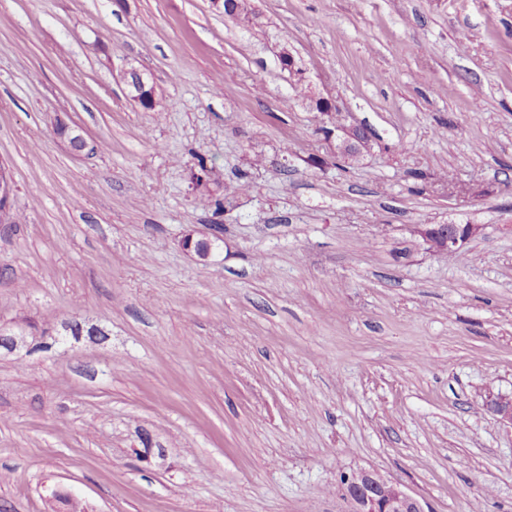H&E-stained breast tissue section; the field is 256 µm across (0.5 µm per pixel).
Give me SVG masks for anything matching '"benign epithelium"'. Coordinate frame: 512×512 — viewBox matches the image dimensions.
<instances>
[{
  "label": "benign epithelium",
  "mask_w": 512,
  "mask_h": 512,
  "mask_svg": "<svg viewBox=\"0 0 512 512\" xmlns=\"http://www.w3.org/2000/svg\"><path fill=\"white\" fill-rule=\"evenodd\" d=\"M123 79L130 100L144 110H153L160 105L151 74L131 67L124 70ZM367 142L365 132L354 128L336 145V154L347 157L351 149H360ZM12 179L0 177V223H7L12 212ZM482 224H423L416 234L433 251L455 255L472 239L482 234ZM26 345L23 333L0 327V351L12 353ZM488 404L499 420L512 426V397L496 396ZM343 489L354 505L353 512H430L428 505L399 482L368 471L353 472L344 477ZM52 499L63 506L66 512H91L89 507L73 498L66 491L56 489Z\"/></svg>",
  "instance_id": "benign-epithelium-1"
}]
</instances>
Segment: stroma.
<instances>
[{
    "mask_svg": "<svg viewBox=\"0 0 512 512\" xmlns=\"http://www.w3.org/2000/svg\"><path fill=\"white\" fill-rule=\"evenodd\" d=\"M246 5L0 0V325L39 344L0 354V512H351L360 470L512 512V0ZM448 223L484 232L413 233ZM130 100L144 110L156 109L161 101L157 96L151 74L142 69L131 67L123 72ZM480 224H422L416 234L433 251L455 255L472 239L482 234Z\"/></svg>",
    "mask_w": 512,
    "mask_h": 512,
    "instance_id": "obj_1",
    "label": "stroma"
}]
</instances>
